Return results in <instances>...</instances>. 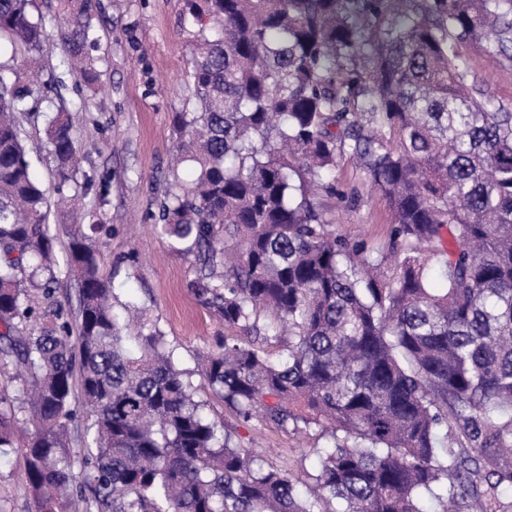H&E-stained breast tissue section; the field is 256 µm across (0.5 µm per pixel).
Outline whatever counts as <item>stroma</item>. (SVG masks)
Here are the masks:
<instances>
[{"mask_svg": "<svg viewBox=\"0 0 512 512\" xmlns=\"http://www.w3.org/2000/svg\"><path fill=\"white\" fill-rule=\"evenodd\" d=\"M101 16L92 51L103 70L100 106L74 115L85 151L83 172L91 185L78 212L51 210L58 247H65L71 224L99 225L103 273L120 299H136L158 320L176 350L180 368L206 401L210 418L234 429L238 446L267 457L273 465L300 474L317 472V439L273 428L259 421L240 423L197 376L198 356L222 328L200 308L187 288L192 260L174 252L155 233L160 203L168 190V161L175 137L172 113L185 110L191 97L187 59L197 31L183 24L185 0H100ZM472 78L501 102L512 105V65L492 63L484 44L465 43ZM339 188L355 186L360 197L342 208L320 196L338 234L366 240L387 250L391 216L381 194L352 164L336 171ZM27 439L0 456V512H35L22 452Z\"/></svg>", "mask_w": 512, "mask_h": 512, "instance_id": "35a3bbf8", "label": "stroma"}]
</instances>
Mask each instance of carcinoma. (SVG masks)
<instances>
[{
	"instance_id": "cac0c4a2",
	"label": "carcinoma",
	"mask_w": 512,
	"mask_h": 512,
	"mask_svg": "<svg viewBox=\"0 0 512 512\" xmlns=\"http://www.w3.org/2000/svg\"><path fill=\"white\" fill-rule=\"evenodd\" d=\"M191 108L153 230L193 258L188 288L224 333L200 375L243 423L329 438L300 476L233 444L160 323L101 273L98 225L63 260L22 138L38 55L97 94L98 0H0V451L25 423L36 512H512V110L466 87L459 52L512 62V0H186ZM221 33L205 34L206 21ZM44 111L59 204L84 154ZM351 162L392 215L385 257L336 234L318 195ZM194 172L180 178L178 166ZM439 266L444 281L431 285ZM77 281L76 320L56 291ZM89 423L67 451L75 391Z\"/></svg>"
}]
</instances>
